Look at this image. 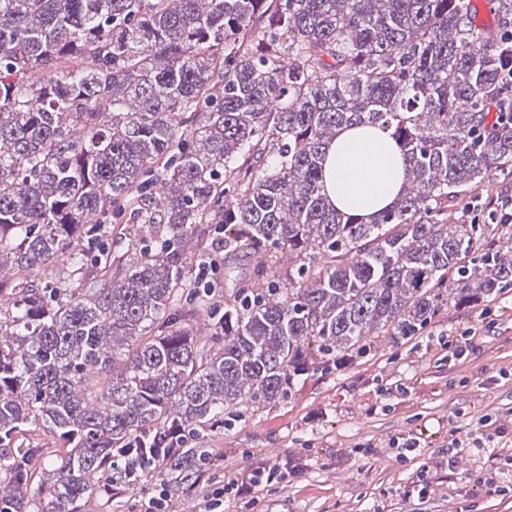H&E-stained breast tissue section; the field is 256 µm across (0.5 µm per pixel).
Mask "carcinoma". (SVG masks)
I'll return each mask as SVG.
<instances>
[{
	"instance_id": "1",
	"label": "carcinoma",
	"mask_w": 512,
	"mask_h": 512,
	"mask_svg": "<svg viewBox=\"0 0 512 512\" xmlns=\"http://www.w3.org/2000/svg\"><path fill=\"white\" fill-rule=\"evenodd\" d=\"M504 64L470 0H0V512L112 498L121 448L191 487L224 412L511 287L507 225L448 218L512 173ZM366 124L407 171L369 221L323 184ZM218 227L253 267L222 300L183 261Z\"/></svg>"
}]
</instances>
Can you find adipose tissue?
<instances>
[{
	"mask_svg": "<svg viewBox=\"0 0 512 512\" xmlns=\"http://www.w3.org/2000/svg\"><path fill=\"white\" fill-rule=\"evenodd\" d=\"M405 181L404 160L379 128L344 129L328 148L324 182L337 208L372 217L395 200Z\"/></svg>",
	"mask_w": 512,
	"mask_h": 512,
	"instance_id": "1",
	"label": "adipose tissue"
}]
</instances>
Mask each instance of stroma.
Returning <instances> with one entry per match:
<instances>
[{
    "instance_id": "stroma-1",
    "label": "stroma",
    "mask_w": 512,
    "mask_h": 512,
    "mask_svg": "<svg viewBox=\"0 0 512 512\" xmlns=\"http://www.w3.org/2000/svg\"><path fill=\"white\" fill-rule=\"evenodd\" d=\"M474 330L470 353L449 360L448 342ZM422 434L419 456L402 460L395 442ZM483 435L449 468L448 443ZM512 288L489 310L444 306L416 336L385 340L347 368L311 371L288 395L218 429L203 442L213 454L194 489L169 493L171 512H199L203 494L226 473L269 459L292 458L300 471L257 501H227L224 512H512V495L476 492L477 480L512 481ZM426 480L438 494H417ZM159 477L113 486L86 512H139Z\"/></svg>"
}]
</instances>
